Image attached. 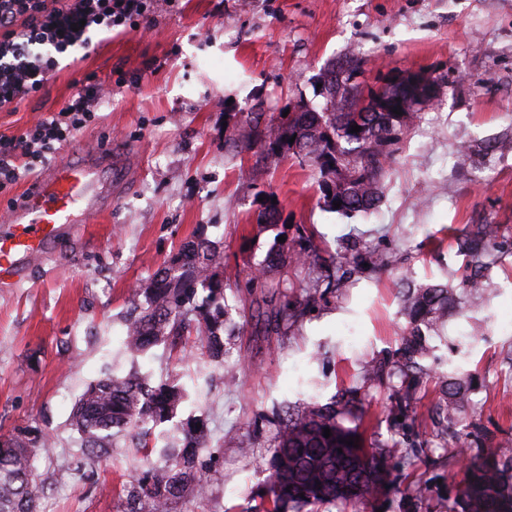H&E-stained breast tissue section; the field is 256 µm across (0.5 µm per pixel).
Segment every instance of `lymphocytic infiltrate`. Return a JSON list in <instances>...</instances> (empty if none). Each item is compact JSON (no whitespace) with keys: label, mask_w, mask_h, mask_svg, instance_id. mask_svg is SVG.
<instances>
[{"label":"lymphocytic infiltrate","mask_w":512,"mask_h":512,"mask_svg":"<svg viewBox=\"0 0 512 512\" xmlns=\"http://www.w3.org/2000/svg\"><path fill=\"white\" fill-rule=\"evenodd\" d=\"M157 0H0V110H17L40 92L60 55L88 49L98 30L150 21ZM102 96L94 76L58 112L18 134L0 136V193L47 165L94 117Z\"/></svg>","instance_id":"obj_1"}]
</instances>
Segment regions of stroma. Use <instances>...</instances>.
<instances>
[{
	"label": "stroma",
	"mask_w": 512,
	"mask_h": 512,
	"mask_svg": "<svg viewBox=\"0 0 512 512\" xmlns=\"http://www.w3.org/2000/svg\"><path fill=\"white\" fill-rule=\"evenodd\" d=\"M357 58L365 87L395 74L440 78L394 147L382 199L348 219L320 199L318 172L294 158L228 149L236 115L276 117L315 102L329 63ZM104 89L94 120L54 164L100 153L125 163L111 208L60 238L27 280L0 287V436L45 431L49 455L34 464L47 484L37 512H121L120 492L139 466H161V431L147 448L120 441L92 467L69 425L75 400L117 352L132 290L197 233L224 254L225 295L243 291L254 267L279 243L313 235L323 257L351 253L335 292L309 294L320 263L269 267L301 315L288 331H268L252 308L231 310L223 364L240 365L237 386L189 338L180 360L165 346L139 363L153 378H178L187 391L182 420L203 419L217 464L192 512H249L268 473L263 458L287 407L327 403L352 390L372 447L389 449L388 488L361 505L326 503L319 512H461L463 462L455 442L477 448L512 442V0H176L158 4L151 26L94 35L89 50L60 57L46 87L17 111L0 110V135L59 111L85 75ZM275 195L277 223L261 224L260 199ZM495 224L503 246L484 272L480 309L463 307L432 333L434 373L470 379V403L454 435L429 419L438 399L421 380L408 414L389 394L399 381L395 351L405 324L401 283L449 284L465 294L457 233ZM352 326L356 345L343 339ZM385 363V385L363 366ZM263 423L239 441L251 420Z\"/></svg>",
	"instance_id": "35a3bbf8"
}]
</instances>
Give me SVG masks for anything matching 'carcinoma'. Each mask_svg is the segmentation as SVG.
Instances as JSON below:
<instances>
[{
	"label": "carcinoma",
	"mask_w": 512,
	"mask_h": 512,
	"mask_svg": "<svg viewBox=\"0 0 512 512\" xmlns=\"http://www.w3.org/2000/svg\"><path fill=\"white\" fill-rule=\"evenodd\" d=\"M348 77L361 71L356 59L330 64L319 73L333 84L342 70ZM323 103L276 127L261 126L262 114L249 112L238 122L228 141L232 150L261 147L267 156L280 160L295 156L309 162L320 175L319 191L324 204L342 215L375 210L380 183L391 161L392 146L413 123L417 109L395 115L393 112H354L345 96L320 91ZM358 125L361 131H352ZM307 140L308 151L291 150L289 139ZM340 202L335 208L333 202ZM459 252L466 257L468 285L481 283V269L493 259L498 232L489 224H478L458 237ZM318 258L310 236H300L298 246L271 254L267 266L256 269L251 282L265 285L266 268L294 262L303 265ZM223 254L212 241L199 237L164 263L148 284L132 291L126 333L119 357L130 362L124 368L113 363L112 370L87 384L75 401L70 426L77 433L81 455L90 465L106 461L117 439L129 430L148 434L170 424L181 435L163 448L165 465L146 468L137 480L126 485L124 512H173L174 505L188 496L202 497L209 485V469L201 458L206 447L204 428L178 420L187 394L179 383L155 381L141 373L138 358L161 343L177 344L184 332L197 324L200 340L215 361L224 360V321L228 304L223 280L219 278ZM351 263L346 256L333 257L322 279L325 290L336 287V267ZM207 295L197 300L198 290ZM457 306V298L446 285L408 288L403 314L406 326L398 348L406 379L392 395L401 409L410 406L413 390L420 379L429 376L421 361L428 348L422 328L441 324ZM442 400L434 416L446 429L459 420L467 404L468 387L460 377L440 379ZM351 400H331L311 404L302 410L286 411L270 444L267 462L266 497L272 508L267 512H303L308 506L341 501L359 503L389 484L387 456L371 451L364 441L354 448L345 440L358 436V428L344 425ZM331 429L324 437L323 429ZM52 437L26 432L0 445V512H35L45 482L33 464L34 456L47 454ZM461 512H512V447L500 444L485 448L466 466L459 484Z\"/></svg>",
	"instance_id": "1"
}]
</instances>
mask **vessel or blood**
Listing matches in <instances>:
<instances>
[{"instance_id": "vessel-or-blood-1", "label": "vessel or blood", "mask_w": 512, "mask_h": 512, "mask_svg": "<svg viewBox=\"0 0 512 512\" xmlns=\"http://www.w3.org/2000/svg\"><path fill=\"white\" fill-rule=\"evenodd\" d=\"M104 162L59 165L34 181L0 219V287L20 284L29 264L63 234L84 223L107 193L99 177Z\"/></svg>"}]
</instances>
